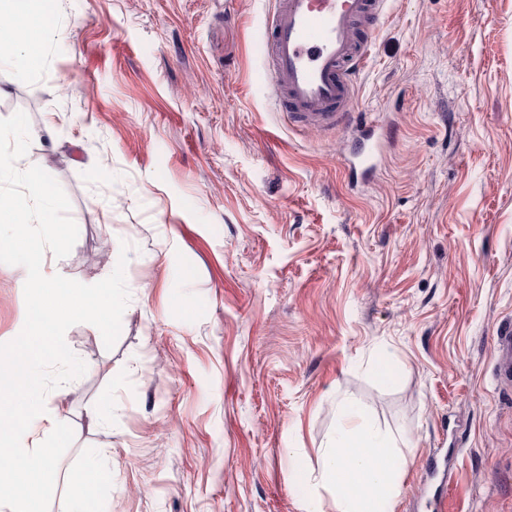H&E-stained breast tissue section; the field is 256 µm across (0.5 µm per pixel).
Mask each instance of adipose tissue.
<instances>
[{
    "label": "adipose tissue",
    "mask_w": 512,
    "mask_h": 512,
    "mask_svg": "<svg viewBox=\"0 0 512 512\" xmlns=\"http://www.w3.org/2000/svg\"><path fill=\"white\" fill-rule=\"evenodd\" d=\"M410 463L394 440L368 419L363 405L346 404L325 448L315 484L336 489V512H388Z\"/></svg>",
    "instance_id": "1"
}]
</instances>
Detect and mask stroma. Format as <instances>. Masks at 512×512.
<instances>
[{"label": "stroma", "instance_id": "stroma-1", "mask_svg": "<svg viewBox=\"0 0 512 512\" xmlns=\"http://www.w3.org/2000/svg\"><path fill=\"white\" fill-rule=\"evenodd\" d=\"M275 0H64L32 65H0L78 239L44 275L94 284L127 254L129 302L85 374L47 393L69 424L49 512L92 459L97 512H336L313 486L344 402L411 463L393 512H512V0H387L354 81L388 129L375 172L352 129L280 112L253 37ZM27 271L0 264V344ZM360 136L353 150L342 158V168L356 179L368 176L376 167L377 153L388 131L361 125ZM498 378L505 385H512V328L503 327L497 336Z\"/></svg>", "mask_w": 512, "mask_h": 512}]
</instances>
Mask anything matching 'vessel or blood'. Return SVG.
Here are the masks:
<instances>
[{
  "label": "vessel or blood",
  "mask_w": 512,
  "mask_h": 512,
  "mask_svg": "<svg viewBox=\"0 0 512 512\" xmlns=\"http://www.w3.org/2000/svg\"><path fill=\"white\" fill-rule=\"evenodd\" d=\"M385 0H278L255 43L267 58L259 80L276 86L282 111L298 126L335 130L351 123L355 66L368 53L361 25L376 26ZM387 130L363 126L342 159L352 177L368 176ZM498 378L512 385V328L497 336Z\"/></svg>",
  "instance_id": "b4317fda"
}]
</instances>
